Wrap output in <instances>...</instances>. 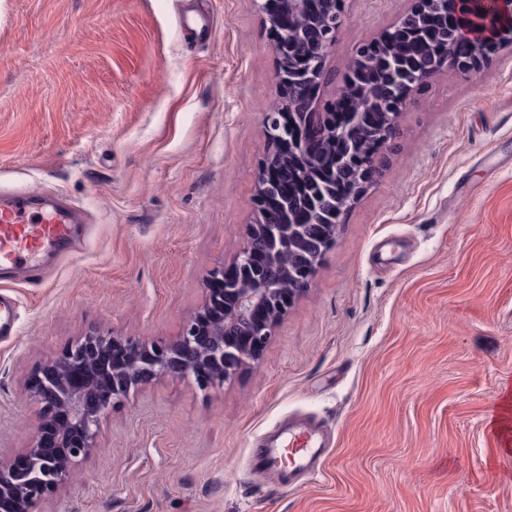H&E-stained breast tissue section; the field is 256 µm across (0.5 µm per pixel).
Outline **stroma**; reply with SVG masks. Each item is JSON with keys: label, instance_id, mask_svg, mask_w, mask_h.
I'll list each match as a JSON object with an SVG mask.
<instances>
[{"label": "stroma", "instance_id": "stroma-1", "mask_svg": "<svg viewBox=\"0 0 512 512\" xmlns=\"http://www.w3.org/2000/svg\"><path fill=\"white\" fill-rule=\"evenodd\" d=\"M0 0V187L59 192L83 249L7 281L0 457L40 422L31 377L90 333L171 343L256 221L276 59L254 0ZM410 0H347L313 105ZM512 46L434 76L381 173L259 359L220 387L156 378L35 512H512ZM326 427L317 473L253 472L290 417ZM16 299L0 291V340H10L17 335Z\"/></svg>", "mask_w": 512, "mask_h": 512}]
</instances>
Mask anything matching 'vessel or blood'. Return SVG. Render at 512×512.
Listing matches in <instances>:
<instances>
[{"label":"vessel or blood","mask_w":512,"mask_h":512,"mask_svg":"<svg viewBox=\"0 0 512 512\" xmlns=\"http://www.w3.org/2000/svg\"><path fill=\"white\" fill-rule=\"evenodd\" d=\"M36 191H0V272L36 270L48 252H70L79 213L64 196L40 207L33 206ZM18 332L15 299L0 292V340ZM317 431L307 425L289 427L279 444L263 449L259 464L271 480L284 482L288 473L310 468Z\"/></svg>","instance_id":"1"}]
</instances>
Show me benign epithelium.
Segmentation results:
<instances>
[{"label": "benign epithelium", "instance_id": "1", "mask_svg": "<svg viewBox=\"0 0 512 512\" xmlns=\"http://www.w3.org/2000/svg\"><path fill=\"white\" fill-rule=\"evenodd\" d=\"M259 0L258 9L272 36L276 58V79L284 103L265 113L264 127H282L287 132L288 153H312L323 141L341 144L331 173L316 182L298 202L291 199L293 179L286 163L274 158L262 162L254 203L265 250L254 253L244 247L227 268L207 277L220 281L222 288L171 344H142L116 336L89 334L64 349L36 377L34 397L44 421L61 413L66 429L53 439L57 454L49 450L43 430L16 459L0 460V503L13 504L10 512H32L34 504L52 494L72 475L74 466L96 447L102 420L112 402L131 388L157 377L195 376L204 387L224 384L248 361L257 359L277 320L268 318L276 302L286 313L291 297L277 298L269 280L273 264L283 245L293 243L307 260L311 259V225L339 224L336 211L346 213L383 164L379 149L361 153L365 115H378L382 146L412 94L433 74L445 68L477 72L487 53L500 44H512V0H455L459 21L456 29L440 32L429 21L448 15V0H411L412 6L399 23L378 37L359 44L343 78V86L361 89L359 104H345L344 98L327 111L312 112L316 89L326 79L323 60L345 15V0ZM470 44L472 55L462 58L457 43ZM348 175L355 181L349 198L340 208L333 199L336 177ZM262 279L266 287L257 290L248 283ZM129 353L133 365L106 364L102 357L116 344Z\"/></svg>", "mask_w": 512, "mask_h": 512}]
</instances>
